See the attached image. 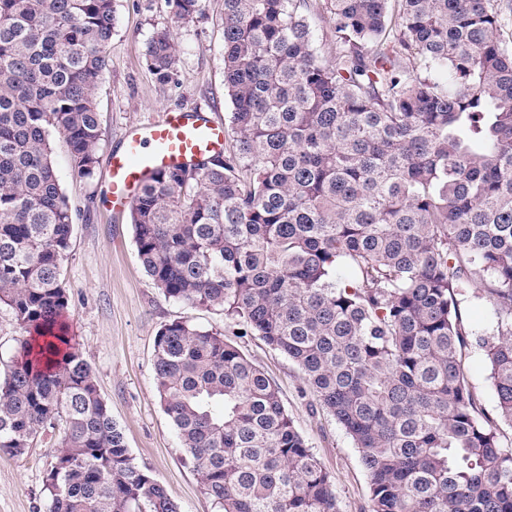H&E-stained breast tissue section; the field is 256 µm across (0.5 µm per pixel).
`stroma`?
<instances>
[{
  "mask_svg": "<svg viewBox=\"0 0 512 512\" xmlns=\"http://www.w3.org/2000/svg\"><path fill=\"white\" fill-rule=\"evenodd\" d=\"M115 10L110 66L98 85L103 140L93 178L74 175L65 143L58 137L51 141L60 184L75 214L63 265L71 329L113 420L135 463L150 470L181 512H215L160 405L154 380L158 331L174 321H192L223 333L275 381L298 431L331 476L342 512H369V484L358 452L306 389L296 365L260 337L238 335L223 312L166 299L138 260L129 213L113 214L107 203L108 160L128 128L187 105L226 121L231 103L224 90V0H207L202 16L183 22L174 20L169 0H115ZM161 28L172 31L179 50L168 85L159 84L145 62L146 44ZM463 361L480 406L497 421L490 371L478 345L464 350ZM57 452L49 441L19 457L0 452V512H36Z\"/></svg>",
  "mask_w": 512,
  "mask_h": 512,
  "instance_id": "obj_1",
  "label": "stroma"
}]
</instances>
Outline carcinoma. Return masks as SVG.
<instances>
[{
	"mask_svg": "<svg viewBox=\"0 0 512 512\" xmlns=\"http://www.w3.org/2000/svg\"><path fill=\"white\" fill-rule=\"evenodd\" d=\"M189 21L205 0H172ZM329 14L336 56L317 53ZM495 0H224L233 143L161 170L130 211L162 294L220 310L300 370L352 441L370 512H512V444L478 411L476 337L512 426V49ZM113 0H0V306L26 333L0 451L59 448L42 512H180L136 465L70 335L74 216L51 159L94 175ZM170 30L148 70L173 81ZM493 326L465 327L476 281ZM164 412L216 512H341L278 388L220 333L155 339Z\"/></svg>",
	"mask_w": 512,
	"mask_h": 512,
	"instance_id": "1",
	"label": "carcinoma"
}]
</instances>
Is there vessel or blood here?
<instances>
[{
	"label": "vessel or blood",
	"mask_w": 512,
	"mask_h": 512,
	"mask_svg": "<svg viewBox=\"0 0 512 512\" xmlns=\"http://www.w3.org/2000/svg\"><path fill=\"white\" fill-rule=\"evenodd\" d=\"M224 142L223 124L194 108L166 110L148 125L132 128L108 162L112 209L131 206L157 171L196 163L221 152Z\"/></svg>",
	"instance_id": "vessel-or-blood-1"
}]
</instances>
